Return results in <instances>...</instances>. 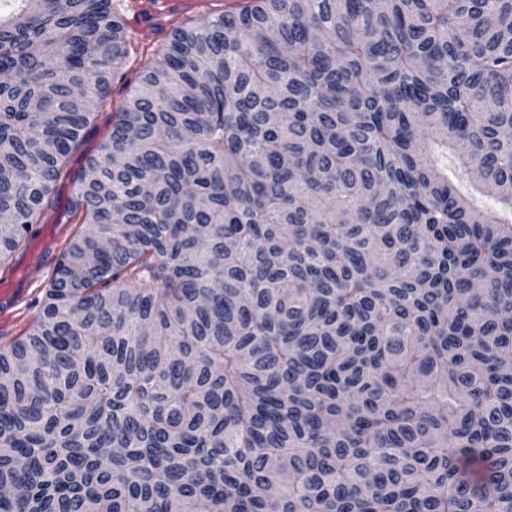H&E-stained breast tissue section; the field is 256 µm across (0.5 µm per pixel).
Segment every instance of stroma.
<instances>
[{"label":"stroma","instance_id":"35a3bbf8","mask_svg":"<svg viewBox=\"0 0 512 512\" xmlns=\"http://www.w3.org/2000/svg\"><path fill=\"white\" fill-rule=\"evenodd\" d=\"M155 0H118L117 9L125 23L130 39L131 56L122 70L124 81L114 83L108 107L96 109L90 124L83 132L79 147L67 158V179L58 182L41 223L34 227V239L27 251L16 252L0 267V295L14 298L6 312H0V346L16 340L27 329L37 307L44 299L48 283L60 256L70 241L82 229V217L70 208L72 179L86 166L89 156L96 154L106 141L112 127L114 107L120 106L139 74L138 53L167 42L174 27L185 18L197 17L199 8L187 5L180 12L157 15Z\"/></svg>","mask_w":512,"mask_h":512}]
</instances>
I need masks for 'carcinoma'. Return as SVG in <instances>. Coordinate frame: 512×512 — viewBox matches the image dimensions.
I'll return each instance as SVG.
<instances>
[{
  "label": "carcinoma",
  "mask_w": 512,
  "mask_h": 512,
  "mask_svg": "<svg viewBox=\"0 0 512 512\" xmlns=\"http://www.w3.org/2000/svg\"><path fill=\"white\" fill-rule=\"evenodd\" d=\"M127 54L113 0H0V264ZM71 208L0 512H512V0L190 19Z\"/></svg>",
  "instance_id": "obj_1"
}]
</instances>
